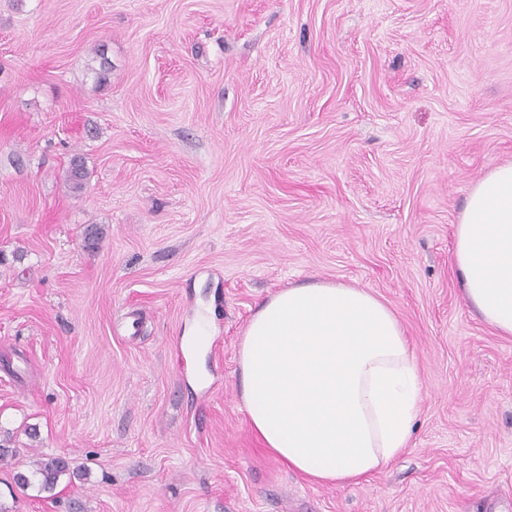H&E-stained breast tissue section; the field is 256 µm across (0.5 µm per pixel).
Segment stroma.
<instances>
[{"instance_id": "35a3bbf8", "label": "stroma", "mask_w": 512, "mask_h": 512, "mask_svg": "<svg viewBox=\"0 0 512 512\" xmlns=\"http://www.w3.org/2000/svg\"><path fill=\"white\" fill-rule=\"evenodd\" d=\"M507 162L512 0H0V512H512V338L452 263ZM315 280L383 299L423 380L409 448L342 486L239 396L250 317ZM37 454L54 490L16 482ZM34 475L40 478V485L43 490H53L58 479L69 468L68 462L61 457L41 458L35 461Z\"/></svg>"}]
</instances>
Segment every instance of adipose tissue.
<instances>
[{
    "label": "adipose tissue",
    "instance_id": "1",
    "mask_svg": "<svg viewBox=\"0 0 512 512\" xmlns=\"http://www.w3.org/2000/svg\"><path fill=\"white\" fill-rule=\"evenodd\" d=\"M453 262L468 303L512 336V163L471 187ZM250 429L288 468L343 485L382 471L409 445L423 383L402 326L371 291L343 282L278 290L239 345Z\"/></svg>",
    "mask_w": 512,
    "mask_h": 512
}]
</instances>
